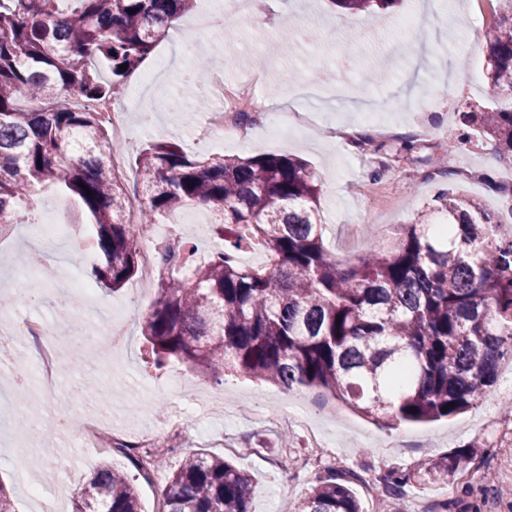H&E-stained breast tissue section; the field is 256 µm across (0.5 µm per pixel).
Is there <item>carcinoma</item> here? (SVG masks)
Instances as JSON below:
<instances>
[{
	"instance_id": "obj_1",
	"label": "carcinoma",
	"mask_w": 512,
	"mask_h": 512,
	"mask_svg": "<svg viewBox=\"0 0 512 512\" xmlns=\"http://www.w3.org/2000/svg\"><path fill=\"white\" fill-rule=\"evenodd\" d=\"M193 2L0 0V214L18 215L43 185L78 197L101 257L87 277L116 289L138 270L124 222L133 205L144 236L189 203L218 213L211 228L223 248L205 264L187 273L171 262L190 250L180 234L160 247L156 297L141 325L156 367L176 359L217 380L230 372L287 390L321 387L392 428L488 399L498 367L512 360V229L453 186L416 213L397 243L344 264L324 246L321 185L298 157L195 159L176 144L152 143L135 158L143 199L133 201L109 161L123 147L96 104L112 99ZM329 2L370 12L398 0ZM498 4L486 78L512 96V0ZM71 95L81 107L65 103ZM459 119L460 140L475 137L512 157V109L471 107ZM254 245L267 255L261 268L237 261ZM467 462L464 453L430 460L409 479L441 480ZM130 463L148 483L158 470L155 459ZM358 479L350 470L318 474L297 512H362L351 487ZM251 486L248 471L194 453L162 487V512H250ZM73 512H141L134 478L102 464Z\"/></svg>"
}]
</instances>
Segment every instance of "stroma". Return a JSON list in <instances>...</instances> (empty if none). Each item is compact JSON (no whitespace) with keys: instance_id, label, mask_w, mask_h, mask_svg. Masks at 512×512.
Masks as SVG:
<instances>
[{"instance_id":"35a3bbf8","label":"stroma","mask_w":512,"mask_h":512,"mask_svg":"<svg viewBox=\"0 0 512 512\" xmlns=\"http://www.w3.org/2000/svg\"><path fill=\"white\" fill-rule=\"evenodd\" d=\"M460 10L459 0H401L389 14L335 10L329 0H270L261 29L253 28L245 17L227 13L218 18L215 29L191 32L187 18H179L112 99L115 105L141 111L158 98L171 106L152 122H134L125 144L123 172L134 179L136 155L155 142L177 143L194 158L207 153V146L192 140L207 111L188 113L180 74L208 67L209 79L199 93L207 110H213L220 104L215 93L219 81H241L260 71V92L271 112H300L309 115L313 125L283 141L270 139L260 125L247 140L224 146L223 152L303 157L322 182L323 239L337 260L394 238L416 210L430 204L441 177L430 164L395 151V136L417 133L422 126L438 130L430 144L454 143L449 155L451 184L480 201L498 220H507L512 211L488 182L493 179L512 190V158H495L455 142L460 133L456 112L465 104L512 107V98L495 96L484 78L485 36H471L450 23V16ZM413 13L420 21L415 28H406L404 20ZM288 29L294 30V40L278 43L280 33ZM369 181L378 187L376 196L357 188ZM57 204L63 207L62 218L71 223L64 246L75 248L89 239L93 218L81 202L46 189L37 208L24 215L9 238L0 240V262L27 259L35 243L32 228L44 223L47 208ZM95 290L94 307L82 309L78 321L59 328L62 335L73 337L71 355L80 364L73 369L60 366L53 395L38 392V377L13 337L0 333V363L7 365L0 370V483L8 489L16 512H71L96 465L117 461L114 452L88 454L80 446L78 430L48 433L63 400L76 392L83 415L141 432L162 429L184 400H223V413L203 414L190 424L176 448L166 453L164 468L152 482L137 481L143 512H152L169 473L185 456L204 452L222 457L227 455L225 443L237 440L257 449L253 456L227 455L252 476L251 512H294L308 495L312 479L331 466L310 445L313 427L348 468L362 476L357 493L363 512L375 507L366 480L410 473L424 461L450 455L473 441L478 447L472 466L488 471L491 482H472L466 497L462 483H455V496L446 498L438 486L410 481L400 495V512H512V450L496 443V427L506 420L503 402L512 398V389L504 387L505 375H498L493 398L467 413L393 431L348 409L335 414L338 402L329 392L302 388L291 395L308 404V422L292 419L274 429L258 415L255 403L263 398L277 408L290 394L241 376H226L219 384L176 360L153 366L140 334L156 295L151 288L142 301L131 303L120 348L124 368L112 375V393L119 399L113 405L84 389V382L99 374L91 367L90 342H78L77 337L89 333L96 311L128 301L130 289L114 291L99 284ZM393 435L408 445L385 453L382 444ZM24 469L43 485L41 504L33 503L21 483Z\"/></svg>"}]
</instances>
